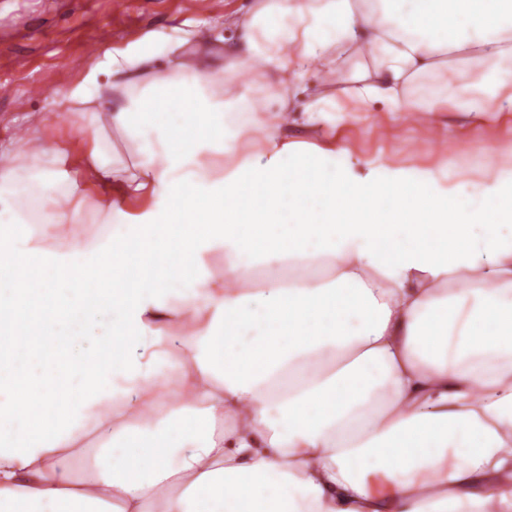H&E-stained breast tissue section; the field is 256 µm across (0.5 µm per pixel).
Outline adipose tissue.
<instances>
[{
    "label": "adipose tissue",
    "mask_w": 512,
    "mask_h": 512,
    "mask_svg": "<svg viewBox=\"0 0 512 512\" xmlns=\"http://www.w3.org/2000/svg\"><path fill=\"white\" fill-rule=\"evenodd\" d=\"M224 22L218 71L102 46L61 104L119 96L121 145L75 156L41 120L26 174L0 171V278L22 251L120 282L87 296L104 321L70 322L84 374L38 427L0 389V512H512V152L483 145L466 177L334 134L376 106L512 112V0H258ZM293 115L323 137L289 136Z\"/></svg>",
    "instance_id": "adipose-tissue-1"
}]
</instances>
